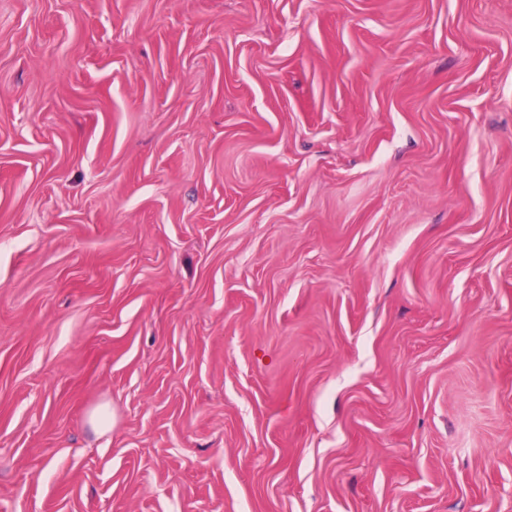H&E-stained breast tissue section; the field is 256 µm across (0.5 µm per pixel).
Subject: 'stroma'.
Segmentation results:
<instances>
[{"mask_svg": "<svg viewBox=\"0 0 512 512\" xmlns=\"http://www.w3.org/2000/svg\"><path fill=\"white\" fill-rule=\"evenodd\" d=\"M0 512H512V0H0Z\"/></svg>", "mask_w": 512, "mask_h": 512, "instance_id": "stroma-1", "label": "stroma"}]
</instances>
